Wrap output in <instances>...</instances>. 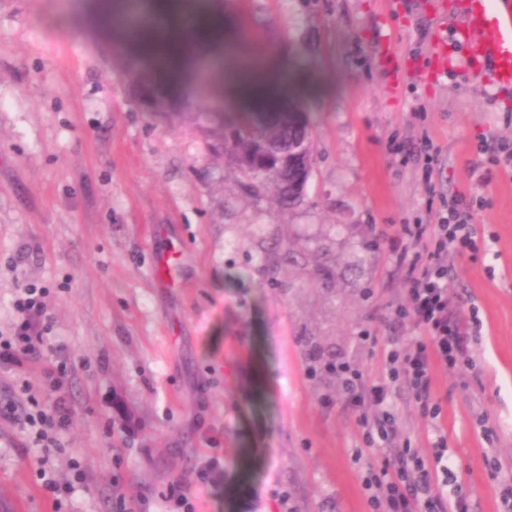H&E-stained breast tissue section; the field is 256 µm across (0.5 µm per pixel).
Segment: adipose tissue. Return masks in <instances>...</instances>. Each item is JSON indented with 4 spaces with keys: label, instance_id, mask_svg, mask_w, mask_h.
<instances>
[{
    "label": "adipose tissue",
    "instance_id": "1",
    "mask_svg": "<svg viewBox=\"0 0 512 512\" xmlns=\"http://www.w3.org/2000/svg\"><path fill=\"white\" fill-rule=\"evenodd\" d=\"M154 24L119 33L123 45L146 58L156 78L162 82L179 79L200 57H219L238 52L242 44L237 32L217 30L219 17L210 0H152ZM211 30L210 40H196L198 31ZM229 88L252 99L281 96L295 99V80L274 60L263 62L249 57L229 73Z\"/></svg>",
    "mask_w": 512,
    "mask_h": 512
}]
</instances>
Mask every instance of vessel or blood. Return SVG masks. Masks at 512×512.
<instances>
[{
  "label": "vessel or blood",
  "instance_id": "obj_1",
  "mask_svg": "<svg viewBox=\"0 0 512 512\" xmlns=\"http://www.w3.org/2000/svg\"><path fill=\"white\" fill-rule=\"evenodd\" d=\"M465 15L453 45L487 66L489 83L512 88V0H468Z\"/></svg>",
  "mask_w": 512,
  "mask_h": 512
}]
</instances>
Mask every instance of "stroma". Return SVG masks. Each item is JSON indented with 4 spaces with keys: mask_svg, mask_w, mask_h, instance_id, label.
<instances>
[{
    "mask_svg": "<svg viewBox=\"0 0 512 512\" xmlns=\"http://www.w3.org/2000/svg\"><path fill=\"white\" fill-rule=\"evenodd\" d=\"M88 0H0V336L15 300L42 289L72 409L48 478L27 424L50 401L44 368L0 357V512H370L369 465L448 441L469 512H502L512 487V172L478 186L476 146L512 143V90L496 91L465 53L440 56L465 0H223L266 56L302 76L314 167L302 200L255 197L212 149L211 115L233 112L230 60L193 66L180 117L144 112L134 53L89 23ZM430 137L439 173L413 148ZM478 196V252L456 264L452 310L470 361L436 367L439 417L407 386L390 395L397 434L368 446L339 359L384 378L391 343L423 338L395 321L405 266L388 238L430 224L445 198ZM180 255L176 288L157 257ZM480 327H472L470 309ZM370 330L373 341L360 339ZM47 478V479H48Z\"/></svg>",
    "mask_w": 512,
    "mask_h": 512,
    "instance_id": "stroma-1",
    "label": "stroma"
}]
</instances>
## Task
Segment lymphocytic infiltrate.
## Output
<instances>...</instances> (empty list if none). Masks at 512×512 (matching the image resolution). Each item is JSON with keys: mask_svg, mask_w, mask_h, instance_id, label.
Listing matches in <instances>:
<instances>
[{"mask_svg": "<svg viewBox=\"0 0 512 512\" xmlns=\"http://www.w3.org/2000/svg\"><path fill=\"white\" fill-rule=\"evenodd\" d=\"M474 217L472 206L459 196L439 212L435 223L401 224L396 229V241H408L415 252L406 263L407 303L396 308L394 315L413 321L424 331V340L409 351L393 347L387 356L386 378L368 389L363 386L362 373L347 362L338 360L330 365L342 379L345 399L352 408L361 412L368 402L378 408L377 414L361 412L359 418L368 443L390 441L396 432V420L385 407L394 387L407 384L421 407H428L434 365L452 368L468 357V336L449 307L448 273L453 259L462 257L473 245ZM15 308L14 334L0 341V348L31 362L41 361L50 324L47 307L29 288ZM446 450L447 443L440 438L434 444L432 461L416 456L411 467L370 472L365 487L374 512H468L465 497L446 504L431 496V469L442 466Z\"/></svg>", "mask_w": 512, "mask_h": 512, "instance_id": "lymphocytic-infiltrate-1", "label": "lymphocytic infiltrate"}]
</instances>
